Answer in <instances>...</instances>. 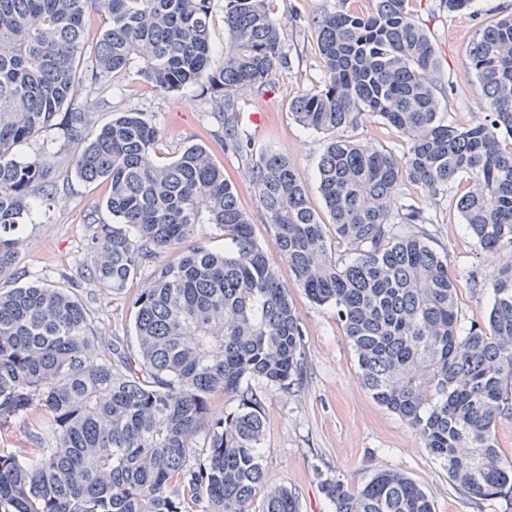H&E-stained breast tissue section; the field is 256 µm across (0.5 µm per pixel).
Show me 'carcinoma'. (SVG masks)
<instances>
[{
  "instance_id": "obj_1",
  "label": "carcinoma",
  "mask_w": 512,
  "mask_h": 512,
  "mask_svg": "<svg viewBox=\"0 0 512 512\" xmlns=\"http://www.w3.org/2000/svg\"><path fill=\"white\" fill-rule=\"evenodd\" d=\"M109 16L91 51L85 14ZM211 0H0V280L16 278L23 224L58 190L65 164L110 183L115 224L92 237L90 275L131 300L138 353L97 335L68 288L0 287V432L27 421L32 448H0V512H298L285 486L267 485L260 450V380L303 384L302 330L278 271L201 145L159 164L160 131L138 112L112 118L71 157L22 159L20 144L55 125L79 135L90 113L64 111L77 85L131 68L153 87L198 86L223 105L228 139L243 141L235 97L263 91L288 64L267 0H224L230 44L215 65ZM324 75L291 105L296 121L330 135L319 155L321 222L294 163L272 150L252 166L273 245L297 285L336 309L372 398L399 415L448 478L472 498H512V461L495 431L512 419V13L469 50L489 123L458 128L440 115L439 63L407 0L369 14L338 10L315 22ZM405 141L402 158L341 138L362 116ZM459 176L456 207L498 264L486 320L462 324L448 255L431 245L432 216L399 201L404 182L433 196ZM224 232V250L192 244L196 226ZM179 250L173 262L161 253ZM237 401L216 414L211 399ZM202 441H197V437ZM335 512H434L426 491L384 470L351 490L323 484Z\"/></svg>"
}]
</instances>
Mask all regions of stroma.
Masks as SVG:
<instances>
[{"label":"stroma","mask_w":512,"mask_h":512,"mask_svg":"<svg viewBox=\"0 0 512 512\" xmlns=\"http://www.w3.org/2000/svg\"><path fill=\"white\" fill-rule=\"evenodd\" d=\"M342 8L368 13L373 2L272 0L270 9L280 22L288 67L273 73L263 92H244L236 99L238 130L242 140L248 141L249 150L226 144L216 104L200 88L177 94L164 92L143 82L131 69L105 79L100 87L79 84L72 106L91 112L80 139H71L62 127L53 126L19 146L17 152L24 158L70 155L79 143L92 140L113 114L143 113L162 131L156 145L157 161L169 162L192 144L205 146L225 178L235 185L255 238L270 246L273 230L260 203L250 156L270 148L292 160L312 207L323 211L317 163L326 136L296 123L290 104L318 85L323 76L313 19ZM408 10L435 44L439 69L434 82L441 112L460 128L486 123L487 105L470 68L468 52L480 29L512 12V0H473L470 10L456 13L443 8L441 0H408ZM343 135L397 156L403 152V139L374 117L362 118ZM60 183L55 198L24 227L27 244L19 257L20 280L38 279L74 288L77 298L94 315L102 337L119 340L129 352H136L131 299L143 277L130 281L124 294L115 295L88 275L95 261L93 231L96 225L112 221L105 207L109 186L102 181H80L66 170ZM468 188V181L461 176L438 196L411 183L400 189L404 203L435 218L429 227L432 245L448 253V267L457 277L459 310L466 324L483 322L490 304L489 294L473 289L468 280L469 275L485 277L490 272L486 253L456 209L458 197ZM269 260L299 317L306 376L301 387L288 392L269 385L262 389L266 425L261 452L268 484L282 485L295 493L300 512H333L321 489L326 478H338L355 489L376 471L398 470L424 488L435 512H504L503 500L474 501L450 481L447 470L422 447L414 430L371 398L358 379L356 356L334 307L311 302L277 251H270Z\"/></svg>","instance_id":"stroma-1"}]
</instances>
